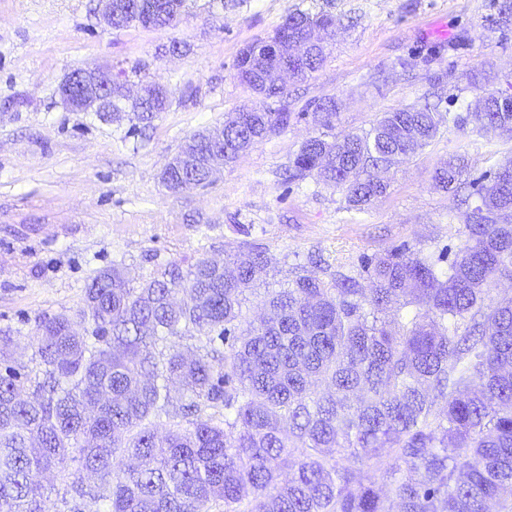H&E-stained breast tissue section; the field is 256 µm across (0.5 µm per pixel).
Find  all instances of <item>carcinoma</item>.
Wrapping results in <instances>:
<instances>
[{
  "label": "carcinoma",
  "mask_w": 512,
  "mask_h": 512,
  "mask_svg": "<svg viewBox=\"0 0 512 512\" xmlns=\"http://www.w3.org/2000/svg\"><path fill=\"white\" fill-rule=\"evenodd\" d=\"M186 2H149L123 26L174 27ZM335 28L327 12L297 11L240 52L236 78L260 100L224 121V164L305 116L288 108L282 60L265 45L294 38L303 80L325 62ZM170 97L147 82L142 99L112 119L128 118V134L141 135ZM335 117L332 100L311 112L322 128ZM444 120L512 140V94H487L464 119H446L426 100L383 113L360 135L311 136L288 180L314 177L362 211L386 191L374 171L423 149ZM214 148L194 134L185 154L195 164L169 163L166 188L212 184ZM464 169L453 155L434 179L458 190ZM476 194L447 268L396 248L369 263L368 288L296 272L265 296L257 323L242 314V292L274 264L266 249L246 245L222 265L171 264L136 288L118 266L101 269L78 311L91 335L65 314L40 321L44 380L30 396V379L9 365L14 331L0 329V512H51L39 475L57 468L68 512L96 499L108 502L105 512H389L363 471L387 454L400 462L387 470L398 512H489L492 502L512 512V299L489 301L491 284L512 279V159ZM181 292L190 303L175 302ZM388 309L393 318L378 319ZM193 334L205 354L179 349L176 340ZM174 384L187 403L173 401ZM161 416L174 419L163 433L152 423ZM69 460L79 468L66 471Z\"/></svg>",
  "instance_id": "1"
}]
</instances>
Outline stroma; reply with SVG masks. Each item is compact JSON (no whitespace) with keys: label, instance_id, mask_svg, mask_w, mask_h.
<instances>
[{"label":"stroma","instance_id":"1","mask_svg":"<svg viewBox=\"0 0 512 512\" xmlns=\"http://www.w3.org/2000/svg\"><path fill=\"white\" fill-rule=\"evenodd\" d=\"M500 2L187 0L176 27L156 30L105 26L98 0H0V328L18 333L13 366L35 369L40 319L76 316L89 278L115 264L136 285L171 263H220L243 244L266 247L276 263L243 294L253 320L268 284L298 269L363 282L366 260L394 248L456 252L479 199L436 187L435 169L459 155L469 183L512 157L511 140L467 125L440 128L392 165L386 193L363 211L315 179L284 183L294 153L316 132L308 118L256 144L208 187L173 193L161 174L194 133L223 126L226 113L253 101L235 77L239 52L298 10L336 18L323 67L288 84L292 111L335 101L333 135L368 131L427 91L441 112L462 116L484 93H512V27H496ZM174 41L182 56L165 54ZM92 66L126 70L134 91L168 85L169 107L146 137L128 136V121L62 105L60 79Z\"/></svg>","mask_w":512,"mask_h":512}]
</instances>
